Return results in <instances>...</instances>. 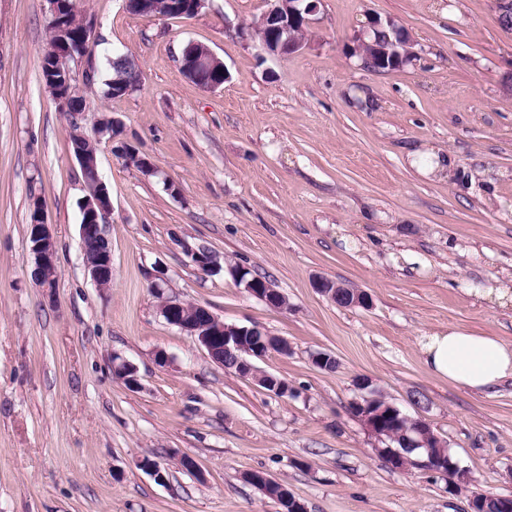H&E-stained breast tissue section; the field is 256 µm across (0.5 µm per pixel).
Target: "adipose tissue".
I'll return each mask as SVG.
<instances>
[{
	"mask_svg": "<svg viewBox=\"0 0 512 512\" xmlns=\"http://www.w3.org/2000/svg\"><path fill=\"white\" fill-rule=\"evenodd\" d=\"M423 363L431 374L475 393L495 391L512 380V344L462 329L419 339Z\"/></svg>",
	"mask_w": 512,
	"mask_h": 512,
	"instance_id": "1",
	"label": "adipose tissue"
}]
</instances>
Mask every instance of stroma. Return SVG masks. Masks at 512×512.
Returning a JSON list of instances; mask_svg holds the SVG:
<instances>
[{
	"instance_id": "stroma-1",
	"label": "stroma",
	"mask_w": 512,
	"mask_h": 512,
	"mask_svg": "<svg viewBox=\"0 0 512 512\" xmlns=\"http://www.w3.org/2000/svg\"><path fill=\"white\" fill-rule=\"evenodd\" d=\"M80 7L100 78L84 130L110 113L156 172L102 143L112 286L98 288L80 237L82 174L40 76L47 0H0V512H281L251 471L307 512H465L472 493L512 495V381L468 392L430 374L418 345L454 328L512 343V304L488 295L512 282V28L495 0H323L310 46L281 58L225 30L254 25L263 0H209L191 18H135L123 0ZM374 16L408 30L411 62L363 67L352 47ZM190 43L223 60L221 88L183 74ZM124 54L140 85L104 97L109 61ZM34 194L57 249L49 293L32 278ZM202 248L215 257L205 270L188 256ZM236 266L286 307L249 294ZM319 277L365 291L369 307L337 306ZM158 285L287 339L289 355L255 365L290 394L214 363L166 322ZM317 353L335 369L316 367ZM117 358L139 387L114 375ZM362 378L447 443L468 474L462 491L388 465L350 412Z\"/></svg>"
}]
</instances>
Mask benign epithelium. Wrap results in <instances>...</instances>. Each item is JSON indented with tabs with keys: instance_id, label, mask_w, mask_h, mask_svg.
<instances>
[{
	"instance_id": "obj_1",
	"label": "benign epithelium",
	"mask_w": 512,
	"mask_h": 512,
	"mask_svg": "<svg viewBox=\"0 0 512 512\" xmlns=\"http://www.w3.org/2000/svg\"><path fill=\"white\" fill-rule=\"evenodd\" d=\"M126 9L133 16L153 14L152 0H124ZM209 0H166L169 9L184 17H193L201 12ZM322 0H264L265 10L260 15L257 25L269 32V38L258 43L261 51L270 56H287L300 51L306 46L305 40L298 37L297 32L310 27L312 16L320 11ZM48 24L54 27V39L48 41L39 52L43 64H51V69L60 74L62 83L45 85L46 92L55 102L57 109L68 119L70 127L81 134L82 118L86 106L73 108V102H85L83 91L93 82L95 72L94 62L86 55L77 56L69 43L68 31L73 25L68 23L66 16L69 0H47ZM390 28L391 35L383 40H366L374 32H382ZM353 51L360 56L364 67L380 71L392 64L408 61L416 55L414 41L410 38L404 26L388 18L371 19L368 27L360 33ZM184 73L199 86L207 90H215L222 86L206 78V73L217 67H224V62L207 46L199 44L195 57L181 64ZM117 121L113 118L103 120L98 137L87 139L84 151L74 155L87 189V195L82 204V220L80 224L81 239L99 242V247L84 253L86 269L101 289L112 284V255L109 243L104 234V224L112 213V202L109 193L99 175V158L101 136L113 133ZM29 246L34 255V278L39 287L52 292L57 277L56 244L49 224L44 219V208L38 206L36 220L29 225ZM246 268H233L239 283L253 296L262 299L266 304L282 308L286 305L284 295L273 285L259 277L248 279L244 276ZM317 289L331 301L341 298L346 308L367 307L370 297L362 290L351 288L343 283L327 278L317 280ZM155 291L163 297L161 313L165 320L178 327L206 350L209 357L219 364H224L228 357L233 368L243 377L255 376L258 382L268 391L280 396L289 392L288 382L271 377L267 374H257V367L249 358L261 359L273 351L270 336L258 327H239L224 323L208 308L202 305H189L163 296L162 289ZM114 374L127 386L134 388L139 384L136 368L126 361L114 363ZM350 411L366 431L385 442L393 436V431L399 428L403 421H412L416 438L413 445L417 448H429L436 434L423 419L410 418L396 406H381L374 396L362 395L355 399ZM417 468L442 477L448 487V492L455 493L465 480V472L452 458L442 462L432 455L417 460Z\"/></svg>"
}]
</instances>
